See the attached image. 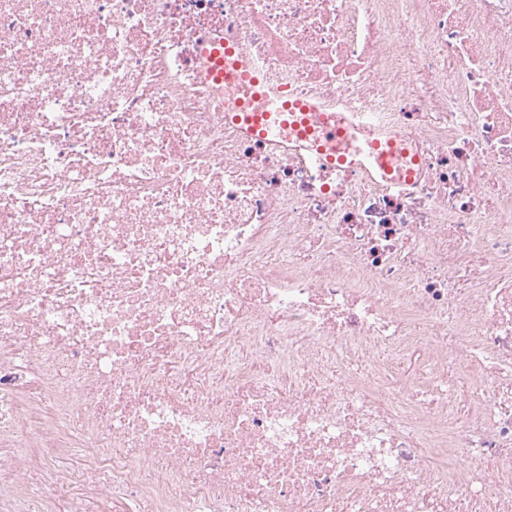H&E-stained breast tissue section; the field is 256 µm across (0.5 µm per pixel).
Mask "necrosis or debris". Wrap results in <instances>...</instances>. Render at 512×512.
Listing matches in <instances>:
<instances>
[{"label": "necrosis or debris", "instance_id": "necrosis-or-debris-1", "mask_svg": "<svg viewBox=\"0 0 512 512\" xmlns=\"http://www.w3.org/2000/svg\"><path fill=\"white\" fill-rule=\"evenodd\" d=\"M0 512H512V0H0ZM316 105H306L305 110L311 115V118L319 125L323 137V148L326 157H332L336 152L332 150V146L336 144V140L341 137L337 134L336 113L333 112H317Z\"/></svg>", "mask_w": 512, "mask_h": 512}]
</instances>
